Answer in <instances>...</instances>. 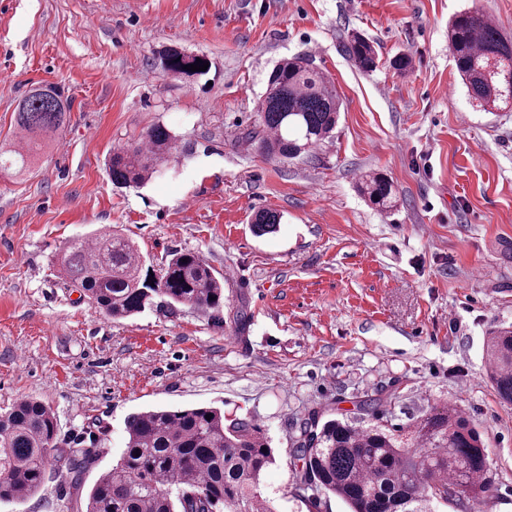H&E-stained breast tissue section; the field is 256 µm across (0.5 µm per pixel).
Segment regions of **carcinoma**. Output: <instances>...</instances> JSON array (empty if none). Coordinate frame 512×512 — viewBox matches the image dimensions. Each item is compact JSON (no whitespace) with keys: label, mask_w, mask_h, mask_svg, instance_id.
I'll return each mask as SVG.
<instances>
[{"label":"carcinoma","mask_w":512,"mask_h":512,"mask_svg":"<svg viewBox=\"0 0 512 512\" xmlns=\"http://www.w3.org/2000/svg\"><path fill=\"white\" fill-rule=\"evenodd\" d=\"M448 47L473 106L482 111L512 108V41L482 13L462 10L448 23ZM348 52L363 71L378 64L367 38L351 36ZM197 55L177 48L160 54L162 70L192 78L185 69ZM70 103L54 86L33 89L17 105L20 145L0 149V170L28 168L38 142L68 120ZM340 100L335 85L306 56L277 63L259 105L260 142L267 154L294 159L329 138ZM174 137L150 128L144 143L112 153V182L140 187L165 161ZM362 192L380 209L394 206L392 183L378 174ZM281 216L261 210L252 217L257 235L275 231ZM60 270L114 320L154 305L218 311L224 279L196 252L179 251L147 283L134 243L112 230L70 241ZM490 378L500 397L512 402V330L493 332L486 343ZM377 399L360 401L351 419L312 418L299 425L289 456L301 463L295 481L339 498L349 512H435L434 505L462 498L479 505L493 484L479 434L459 413L433 408L402 429L369 424ZM212 415L206 419V415ZM57 419L41 401L22 398L0 412V503L22 504L51 476L70 485L79 512H276L261 491L264 472L276 462L261 427L228 418L219 407L149 408L128 417L126 445L116 464L102 472L81 498L88 464L82 448H60Z\"/></svg>","instance_id":"1"}]
</instances>
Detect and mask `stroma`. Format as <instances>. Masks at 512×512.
Returning <instances> with one entry per match:
<instances>
[{"mask_svg":"<svg viewBox=\"0 0 512 512\" xmlns=\"http://www.w3.org/2000/svg\"><path fill=\"white\" fill-rule=\"evenodd\" d=\"M483 12L512 39V0H0V142L35 87L70 101L29 169L0 171V407L37 398L57 444L84 449L85 486L115 463L127 418L215 406L255 420L277 462L261 488L278 512H347L294 483L300 422L352 416L384 397L379 425L460 405L495 475L488 512H512V403L489 380L484 341L512 325V111L473 107L448 51V21ZM359 33L379 56L359 70ZM168 47L206 74L162 71ZM407 55V70L392 60ZM312 57L341 101L334 138L296 160L253 135L273 67ZM176 139L161 171L113 185L114 149L153 126ZM392 181L383 211L361 192ZM280 213L255 236L259 210ZM118 226L146 268L200 254L224 306L105 314L60 273L65 244ZM60 478L0 512H70ZM348 52L354 63L363 71H373L378 64V53L367 38L354 34L351 36Z\"/></svg>","mask_w":512,"mask_h":512,"instance_id":"obj_1","label":"stroma"}]
</instances>
